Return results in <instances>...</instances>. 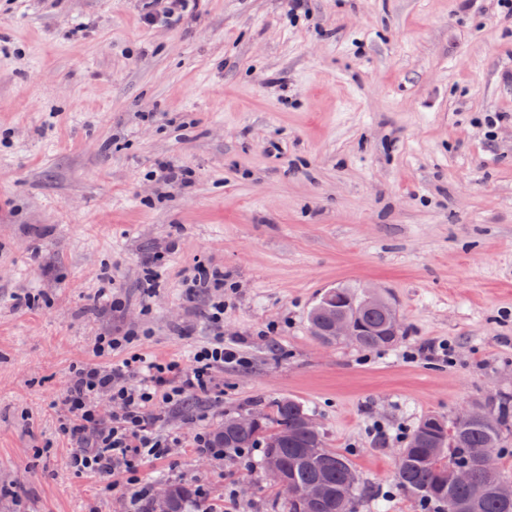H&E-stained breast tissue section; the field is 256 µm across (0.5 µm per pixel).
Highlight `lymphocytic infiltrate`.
<instances>
[{"instance_id":"obj_1","label":"lymphocytic infiltrate","mask_w":512,"mask_h":512,"mask_svg":"<svg viewBox=\"0 0 512 512\" xmlns=\"http://www.w3.org/2000/svg\"><path fill=\"white\" fill-rule=\"evenodd\" d=\"M208 319L215 337L197 346L189 362L165 360L129 351L133 334L100 337L94 361L73 368L62 395L60 430L75 446L73 468L83 474L127 479L134 491L131 505L156 502L155 488L140 484V462L166 461L171 448L183 447L181 436L162 430L168 409L194 393L209 392L215 373L239 361L224 343V302L211 300ZM110 412H103L102 402Z\"/></svg>"}]
</instances>
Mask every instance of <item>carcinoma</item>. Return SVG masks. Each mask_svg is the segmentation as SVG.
Listing matches in <instances>:
<instances>
[{
	"instance_id": "cac0c4a2",
	"label": "carcinoma",
	"mask_w": 512,
	"mask_h": 512,
	"mask_svg": "<svg viewBox=\"0 0 512 512\" xmlns=\"http://www.w3.org/2000/svg\"><path fill=\"white\" fill-rule=\"evenodd\" d=\"M357 316L369 327L353 340L365 350H384L396 345L402 331H387V307L367 305L358 309ZM488 417L466 423L447 424L448 434L430 426L432 416H425L413 429L404 448L401 467L396 469L400 486L418 497L420 502L435 508V512H512V502H502L493 485L506 481L501 472L487 474L480 465V455L501 446L503 431L512 426V396L484 403ZM309 416L306 407L297 399L284 397L272 403L262 425L258 428L236 426L238 416L224 419L217 435L226 450L263 449L262 463L270 459L279 462L284 478L303 488L322 482L338 491L317 500L295 498L285 503V512H340L343 508L339 491L344 482L356 474L350 460L325 445L315 424L299 422ZM270 434H281L285 443L280 448H267ZM460 465L469 467L472 482L458 486L451 479L452 470ZM191 491L186 487L174 489L167 512H187Z\"/></svg>"
}]
</instances>
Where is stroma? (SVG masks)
I'll return each mask as SVG.
<instances>
[{"label": "stroma", "mask_w": 512, "mask_h": 512, "mask_svg": "<svg viewBox=\"0 0 512 512\" xmlns=\"http://www.w3.org/2000/svg\"><path fill=\"white\" fill-rule=\"evenodd\" d=\"M145 8L0 0V486L18 491L0 512H126L131 486L73 468L59 400L104 334L183 362L208 341V296L184 287L200 265L224 275L245 362L163 428L294 397L368 487L360 512H422L395 478L410 432L512 396V21L494 0H189L154 27ZM162 160L191 184L155 181ZM344 284L391 303L396 346L312 336ZM440 341L452 361L405 357ZM138 477L204 489L192 512L232 491L237 512H283L257 448H180Z\"/></svg>", "instance_id": "1"}]
</instances>
